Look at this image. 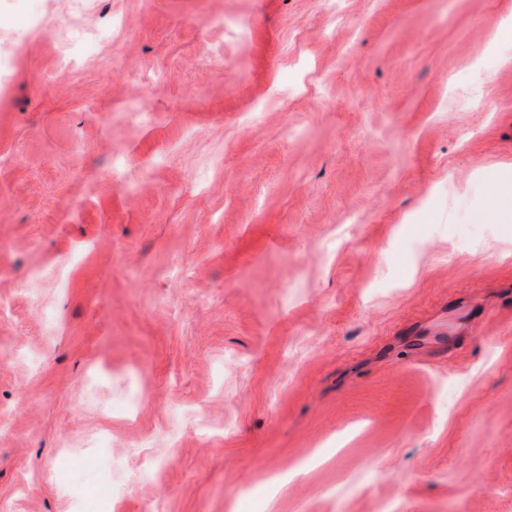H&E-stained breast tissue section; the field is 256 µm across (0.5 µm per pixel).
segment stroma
<instances>
[{
	"instance_id": "1",
	"label": "stroma",
	"mask_w": 512,
	"mask_h": 512,
	"mask_svg": "<svg viewBox=\"0 0 512 512\" xmlns=\"http://www.w3.org/2000/svg\"><path fill=\"white\" fill-rule=\"evenodd\" d=\"M509 16L0 0V512H512ZM509 200H511L512 217V178L511 182L505 180L496 187L494 194L488 201L487 209L484 211V219L488 222H495L502 218V215L507 213Z\"/></svg>"
}]
</instances>
